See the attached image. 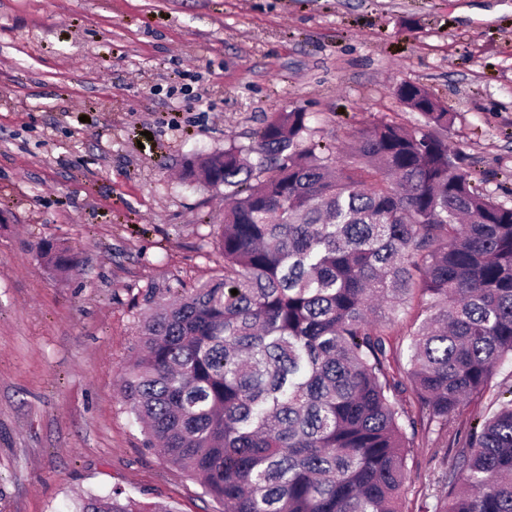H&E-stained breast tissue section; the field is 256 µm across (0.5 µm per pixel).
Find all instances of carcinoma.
Returning <instances> with one entry per match:
<instances>
[{"mask_svg":"<svg viewBox=\"0 0 512 512\" xmlns=\"http://www.w3.org/2000/svg\"><path fill=\"white\" fill-rule=\"evenodd\" d=\"M397 96L423 124H376L341 162L316 153L307 113L279 112L250 145L187 164L224 187V267L145 318L121 394L146 447L224 512H401L405 427H447L512 362V207L441 135L453 113L419 85ZM425 295L404 368L380 311ZM408 390L416 416L396 401ZM492 406L433 512H512V386ZM74 509L156 512L119 487Z\"/></svg>","mask_w":512,"mask_h":512,"instance_id":"obj_1","label":"carcinoma"}]
</instances>
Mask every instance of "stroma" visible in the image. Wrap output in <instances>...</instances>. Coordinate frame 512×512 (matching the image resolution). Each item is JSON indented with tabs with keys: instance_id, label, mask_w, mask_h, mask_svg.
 Masks as SVG:
<instances>
[{
	"instance_id": "stroma-1",
	"label": "stroma",
	"mask_w": 512,
	"mask_h": 512,
	"mask_svg": "<svg viewBox=\"0 0 512 512\" xmlns=\"http://www.w3.org/2000/svg\"><path fill=\"white\" fill-rule=\"evenodd\" d=\"M404 82L453 113L448 144L511 207L512 0H0V512L116 486L223 512L145 447L120 394L148 296L224 263V192L184 166L279 112L339 154L373 124L418 126ZM45 241L76 265L48 268ZM491 399L411 436L402 512L444 495L454 432Z\"/></svg>"
}]
</instances>
